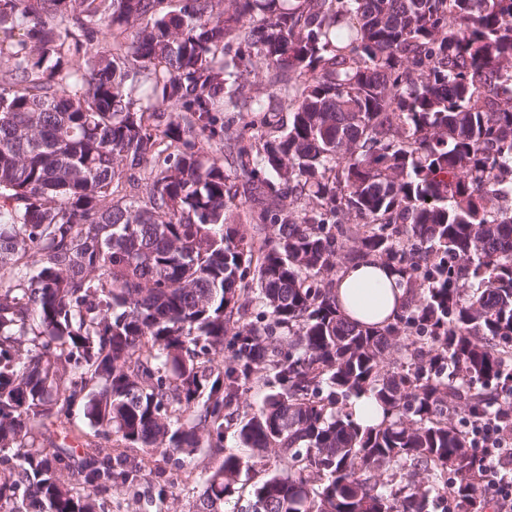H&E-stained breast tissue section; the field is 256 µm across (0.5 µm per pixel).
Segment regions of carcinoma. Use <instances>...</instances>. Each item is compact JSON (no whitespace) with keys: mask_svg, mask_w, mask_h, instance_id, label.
I'll list each match as a JSON object with an SVG mask.
<instances>
[{"mask_svg":"<svg viewBox=\"0 0 512 512\" xmlns=\"http://www.w3.org/2000/svg\"><path fill=\"white\" fill-rule=\"evenodd\" d=\"M171 2L0 0V512H112L132 451L222 448L234 420L247 453L201 469L194 512H487L512 0ZM369 259L408 293L382 328L323 278ZM353 413L356 421L363 427L375 426L381 421V410L369 394H360L353 400Z\"/></svg>","mask_w":512,"mask_h":512,"instance_id":"carcinoma-1","label":"carcinoma"}]
</instances>
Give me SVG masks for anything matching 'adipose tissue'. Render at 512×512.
Returning <instances> with one entry per match:
<instances>
[{"label": "adipose tissue", "instance_id": "1", "mask_svg": "<svg viewBox=\"0 0 512 512\" xmlns=\"http://www.w3.org/2000/svg\"><path fill=\"white\" fill-rule=\"evenodd\" d=\"M391 268L367 260L342 269L336 278V300L345 315L366 326H381L404 307L405 288Z\"/></svg>", "mask_w": 512, "mask_h": 512}]
</instances>
